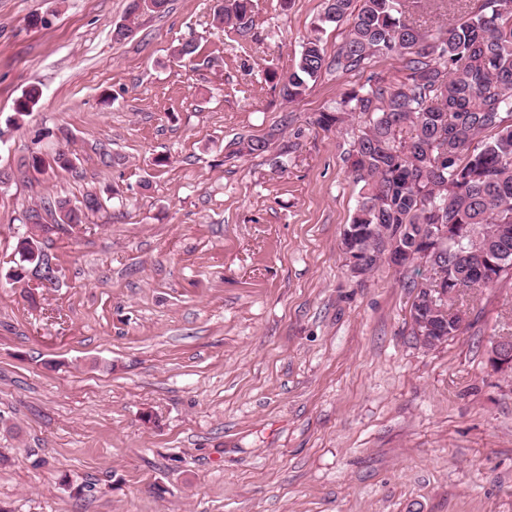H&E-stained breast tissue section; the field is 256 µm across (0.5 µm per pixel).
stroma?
<instances>
[{
  "label": "stroma",
  "mask_w": 512,
  "mask_h": 512,
  "mask_svg": "<svg viewBox=\"0 0 512 512\" xmlns=\"http://www.w3.org/2000/svg\"><path fill=\"white\" fill-rule=\"evenodd\" d=\"M129 2L0 0V168L17 171L0 260L43 198L102 201L53 236L59 282L36 302L0 275V512H512V373L487 362L512 336V274L423 348L426 268L346 266L357 123H310L402 81L400 60L323 73L289 103L268 72L350 29L314 31L323 0H253L247 42L217 0H169L114 41ZM238 136L270 145L228 156ZM61 150L71 168L18 170Z\"/></svg>",
  "instance_id": "stroma-1"
}]
</instances>
